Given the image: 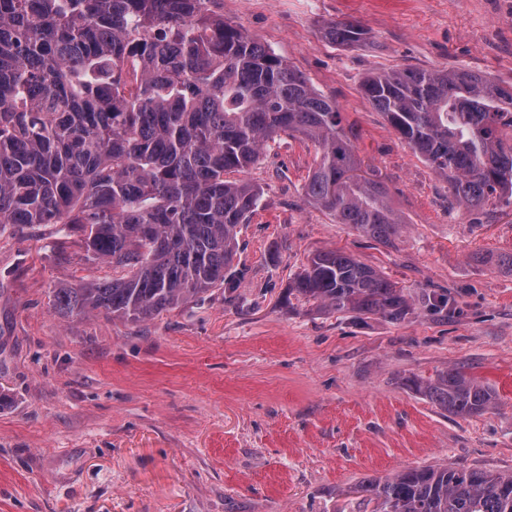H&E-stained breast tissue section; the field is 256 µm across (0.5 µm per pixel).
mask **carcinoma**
Returning a JSON list of instances; mask_svg holds the SVG:
<instances>
[{
	"label": "carcinoma",
	"mask_w": 512,
	"mask_h": 512,
	"mask_svg": "<svg viewBox=\"0 0 512 512\" xmlns=\"http://www.w3.org/2000/svg\"><path fill=\"white\" fill-rule=\"evenodd\" d=\"M216 0H0V231L59 224L83 233L112 279L59 288L64 316L130 322L239 288L237 228L261 204L248 181L285 133L314 144L305 195L338 224L394 245L402 221L361 174L352 126L286 61L211 10ZM339 44L363 30L336 22ZM365 98L459 205L512 199V84L465 70L378 71ZM288 292L333 312L401 321L403 290L342 250L314 254ZM407 387L458 417L497 395L450 368ZM349 493L372 512H512V472L422 466Z\"/></svg>",
	"instance_id": "obj_1"
}]
</instances>
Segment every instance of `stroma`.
<instances>
[{"mask_svg": "<svg viewBox=\"0 0 512 512\" xmlns=\"http://www.w3.org/2000/svg\"><path fill=\"white\" fill-rule=\"evenodd\" d=\"M241 27L336 102L362 169L402 220L394 246L336 223L303 186L319 159L281 135L243 180L234 298L141 322L64 317L56 289L111 278L78 232L0 234V512H358L344 492L414 466L512 471V204L451 202L448 182L362 94L381 70L464 69L512 84V0H224ZM336 22L364 31L350 45ZM340 249L401 287L404 321L289 295ZM444 297L446 307L427 306ZM463 369L497 393L457 417L409 390ZM363 30L349 22H336L327 31L328 37L339 44L357 42L363 38Z\"/></svg>", "mask_w": 512, "mask_h": 512, "instance_id": "1", "label": "stroma"}]
</instances>
